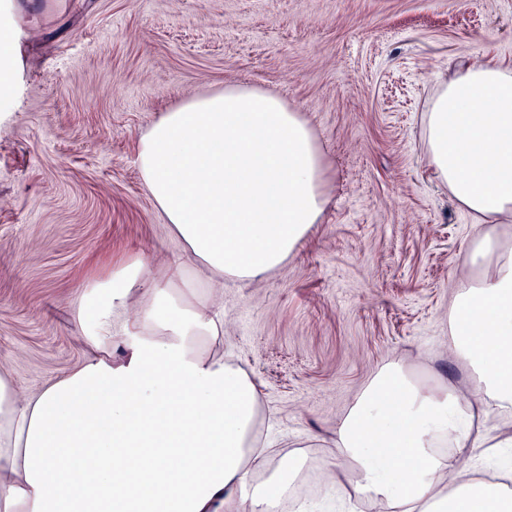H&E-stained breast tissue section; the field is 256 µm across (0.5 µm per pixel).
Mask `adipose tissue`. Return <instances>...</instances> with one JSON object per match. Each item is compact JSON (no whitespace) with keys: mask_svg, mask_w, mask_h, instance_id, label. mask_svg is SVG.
Wrapping results in <instances>:
<instances>
[{"mask_svg":"<svg viewBox=\"0 0 512 512\" xmlns=\"http://www.w3.org/2000/svg\"><path fill=\"white\" fill-rule=\"evenodd\" d=\"M17 31L0 22V104L17 89ZM435 178L478 226L448 317L473 387L383 366L336 427L342 495L382 512H512V485L472 476L482 425L512 416V68L454 66L423 114ZM141 181L184 252L166 274L138 258L86 283L76 306L91 355L39 391L0 370V512H271L311 459L273 463L255 442L259 391L216 347L224 281H251L306 239L326 204V168L302 114L242 84L185 99L138 137ZM205 295L177 296L187 269ZM142 316L115 328L130 299ZM121 348L113 359V348Z\"/></svg>","mask_w":512,"mask_h":512,"instance_id":"obj_1","label":"adipose tissue"}]
</instances>
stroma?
I'll return each mask as SVG.
<instances>
[{"mask_svg":"<svg viewBox=\"0 0 512 512\" xmlns=\"http://www.w3.org/2000/svg\"><path fill=\"white\" fill-rule=\"evenodd\" d=\"M19 86L0 112V366L33 392L89 353L74 304L111 260L182 253L141 183L139 134L238 83L299 107L328 195L278 269L224 281L226 359L259 389L274 458L321 460L289 505L375 512L338 493L333 431L385 364L460 392L448 310L477 233L423 147L452 62L512 66V0H17Z\"/></svg>","mask_w":512,"mask_h":512,"instance_id":"35a3bbf8","label":"stroma"}]
</instances>
